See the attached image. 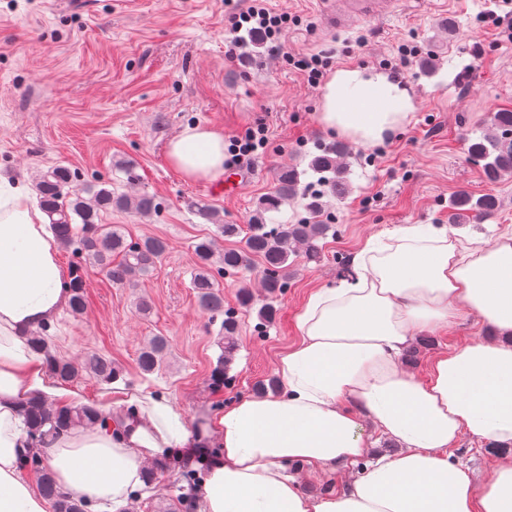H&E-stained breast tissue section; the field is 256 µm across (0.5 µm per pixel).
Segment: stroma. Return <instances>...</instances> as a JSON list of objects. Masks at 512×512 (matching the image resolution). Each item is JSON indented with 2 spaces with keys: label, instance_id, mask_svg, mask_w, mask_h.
<instances>
[{
  "label": "stroma",
  "instance_id": "obj_1",
  "mask_svg": "<svg viewBox=\"0 0 512 512\" xmlns=\"http://www.w3.org/2000/svg\"><path fill=\"white\" fill-rule=\"evenodd\" d=\"M250 0H0V175L36 190L43 175L68 168L85 186L98 182L130 195L145 191L158 214L112 211L127 237L160 236L170 251L136 287L113 284L71 249H59L64 272L81 268L88 296L84 315L61 310L48 330L58 353H99L112 359L131 387L161 394L181 410L191 430L260 383L276 375L278 358L297 340L295 318L309 296L337 285L341 261L370 240L412 224L447 226L452 239L494 243L512 231V174L487 183L470 163L469 128L488 126L493 112L512 109V37L483 23L496 0H402L398 12L343 31L327 30L319 0H269L271 9L295 17L280 51L248 39L228 57L230 9ZM417 53L405 67L398 49ZM321 57L328 70L343 66L390 72L409 89L414 111L394 135L368 146L324 128L317 120L322 89L289 65V56ZM202 123L225 138L256 124L268 129L265 154L243 161L247 179L225 194L223 182L185 180L169 163L167 145L185 126ZM344 144L348 191L328 200L323 219L336 231L325 240L320 262L297 261L276 298L262 288L260 268L226 273L220 280L224 312L239 325L238 349L214 388L211 373L222 352L220 322L200 310L190 286L194 239L214 234L199 214L207 202L228 224L249 223L260 197L280 171H303L318 145ZM134 165L137 184L117 171ZM495 194L499 207L486 220L457 226L448 201L460 190ZM255 296L253 309L238 304L240 287ZM152 304L136 310L138 297ZM272 304L271 322L258 309ZM156 336L169 350L162 373L141 377L139 352ZM489 326L465 315L436 329L411 332L413 360L405 371L424 377L432 359L472 338L491 339ZM203 458L173 449L168 469L140 489L132 512H167L179 494L184 470L205 477L218 453L203 439Z\"/></svg>",
  "mask_w": 512,
  "mask_h": 512
}]
</instances>
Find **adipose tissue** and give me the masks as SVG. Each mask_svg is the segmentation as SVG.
<instances>
[{
  "label": "adipose tissue",
  "mask_w": 512,
  "mask_h": 512,
  "mask_svg": "<svg viewBox=\"0 0 512 512\" xmlns=\"http://www.w3.org/2000/svg\"><path fill=\"white\" fill-rule=\"evenodd\" d=\"M322 98L319 123L365 145L384 141L414 110L407 88L374 69H337ZM167 155L187 180L224 174V136L211 127L184 128ZM391 238L356 252L350 279L309 297L296 317L298 339L276 364L279 391L237 400L213 421L222 451L198 488L204 512H512V234L463 245L445 227L420 224ZM64 280L43 213L0 176V512H48L21 469L22 402L81 403L49 379L27 342L66 305ZM462 314L500 340L474 338L438 355L424 380L400 367L412 328ZM111 403L122 414L50 440L45 461L64 492L121 505L141 487L144 463L186 447L191 432L165 397L125 390ZM366 421L400 453H375ZM464 435L500 449L483 480L448 458ZM295 464L357 473L311 497L290 471Z\"/></svg>",
  "instance_id": "ef3b65f1"
}]
</instances>
